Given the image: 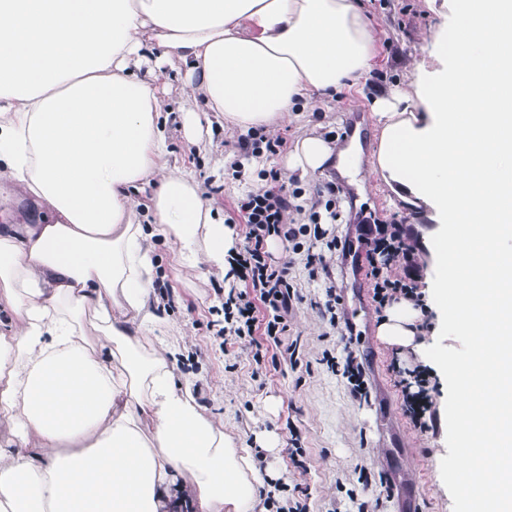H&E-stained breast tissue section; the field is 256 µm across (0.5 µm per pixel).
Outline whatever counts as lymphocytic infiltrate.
Here are the masks:
<instances>
[{
  "label": "lymphocytic infiltrate",
  "instance_id": "obj_1",
  "mask_svg": "<svg viewBox=\"0 0 512 512\" xmlns=\"http://www.w3.org/2000/svg\"><path fill=\"white\" fill-rule=\"evenodd\" d=\"M260 177V185L239 197L235 206L242 221V245L228 254V274L239 285L222 297L224 323L216 335L223 344L250 348L260 367L299 365V344L287 339L293 311L303 300L293 276L299 265L310 279L320 281L322 297L312 305L335 331L350 324L347 313L338 308L342 289L336 261L340 258L366 261L365 277L376 312L402 300L425 308L420 288L424 265L406 225L375 224L357 214L352 218L353 230L348 231L338 208L345 190L336 179H324L306 199L301 189H289L280 170L261 171ZM302 211L308 214L307 222H296V213ZM272 237L283 245L281 256L267 249ZM390 367L397 377L404 415L415 428L428 431L434 425L432 395L437 389L432 368L418 359L397 356Z\"/></svg>",
  "mask_w": 512,
  "mask_h": 512
}]
</instances>
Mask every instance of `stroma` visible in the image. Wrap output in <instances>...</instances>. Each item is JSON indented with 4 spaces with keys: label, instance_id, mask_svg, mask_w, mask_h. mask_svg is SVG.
Returning <instances> with one entry per match:
<instances>
[{
    "label": "stroma",
    "instance_id": "obj_1",
    "mask_svg": "<svg viewBox=\"0 0 512 512\" xmlns=\"http://www.w3.org/2000/svg\"><path fill=\"white\" fill-rule=\"evenodd\" d=\"M451 0H366L374 19L376 56L368 77L336 95L306 101L297 119L270 126L271 134L296 146L307 136L335 132L337 148L345 133H353L359 162L344 175L357 187L356 208L383 221L406 219L415 230L432 224L424 211L396 204L395 193L373 173L380 130L374 116L376 99L396 89L410 88L417 67L437 69L435 37L449 30ZM161 104L168 115L170 160L197 183H210V198L221 220L233 217L234 202L248 185L257 183L263 168L286 170L287 156L254 159L245 165V178H232L228 169L245 131L224 125L212 116L211 144L192 145L182 126L185 111L196 102L187 93L186 76L178 74L162 86ZM175 249L157 243L153 253L160 282L172 293L174 306L166 315L169 336L183 346L187 359L179 360V374L194 383L200 404L227 433L245 448H261L267 474L288 486L304 489L309 512H349L350 495L376 503L375 512H465L458 493L459 477L449 476L438 461L456 446L457 415L448 398L446 381L433 396L435 424L423 432L404 416L402 397L389 368L393 349L377 340L380 319L370 297L360 295L358 278L345 270L342 303L357 324V333L374 338L368 360L370 404L353 399L345 378L331 373L321 357L324 350L342 356L344 343L331 335L316 310L299 304L291 335L300 342L297 369H257L248 348H221L207 324L219 320L217 287L224 283L221 269L207 263L183 272L174 261ZM301 434L305 468L289 458L291 430Z\"/></svg>",
    "mask_w": 512,
    "mask_h": 512
}]
</instances>
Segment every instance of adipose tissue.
I'll use <instances>...</instances> for the list:
<instances>
[{
    "label": "adipose tissue",
    "instance_id": "1",
    "mask_svg": "<svg viewBox=\"0 0 512 512\" xmlns=\"http://www.w3.org/2000/svg\"><path fill=\"white\" fill-rule=\"evenodd\" d=\"M458 53L375 104V170L430 208L440 310L387 308L379 338L434 358L463 408L473 512H512V0H454ZM361 0H0V512H257L262 480L160 346L155 239L224 266L227 229L169 165L159 81L185 69L190 140L247 130L373 67ZM148 192L150 225L136 194ZM464 343L447 353L446 337ZM2 209L3 206L1 205V213H3ZM3 215L7 216L10 223L13 224H20L25 222L38 223L37 217L39 216L38 211L33 208L30 201L20 195H15L11 198L9 202L8 214L3 213ZM3 215L0 218V225L3 224Z\"/></svg>",
    "mask_w": 512,
    "mask_h": 512
}]
</instances>
